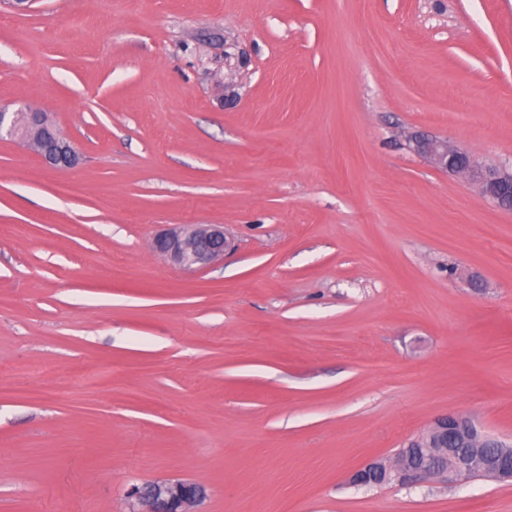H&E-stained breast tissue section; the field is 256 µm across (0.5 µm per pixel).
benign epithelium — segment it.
<instances>
[{
  "label": "benign epithelium",
  "instance_id": "benign-epithelium-1",
  "mask_svg": "<svg viewBox=\"0 0 512 512\" xmlns=\"http://www.w3.org/2000/svg\"><path fill=\"white\" fill-rule=\"evenodd\" d=\"M4 137L19 140L35 151L49 170L71 169L80 163L79 154L64 143L47 113L26 104L15 109L0 106V138ZM408 147L432 167L465 176L498 207L512 210V170L478 165L448 141L420 133L409 138ZM154 247L174 265L200 270L223 259L234 243L222 224H183L158 234ZM428 433L436 440L432 457L442 455L447 463L436 465L428 457L412 465L400 450L390 457L372 459L351 475L350 483L368 487L394 480L415 487L431 479L455 485L471 477L512 482V446L493 439L471 418L449 413L435 419ZM490 446L500 452L488 454L486 448ZM203 495L202 486L183 480L153 481L128 491L131 504L138 505L132 512H192Z\"/></svg>",
  "mask_w": 512,
  "mask_h": 512
}]
</instances>
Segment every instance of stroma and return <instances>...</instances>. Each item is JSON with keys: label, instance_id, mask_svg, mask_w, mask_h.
<instances>
[{"label": "stroma", "instance_id": "obj_1", "mask_svg": "<svg viewBox=\"0 0 512 512\" xmlns=\"http://www.w3.org/2000/svg\"><path fill=\"white\" fill-rule=\"evenodd\" d=\"M0 512H512L357 488L460 412L512 442V211L411 153L512 163V0H0ZM221 224L198 271L153 247ZM19 140L35 151L49 170L76 167L80 156L55 129L46 112L27 104L15 109L0 106V138ZM64 141V142H61ZM147 484V485H146ZM128 491L132 512H194L204 495L202 486L183 480L153 481ZM135 504L139 508L134 509Z\"/></svg>", "mask_w": 512, "mask_h": 512}]
</instances>
